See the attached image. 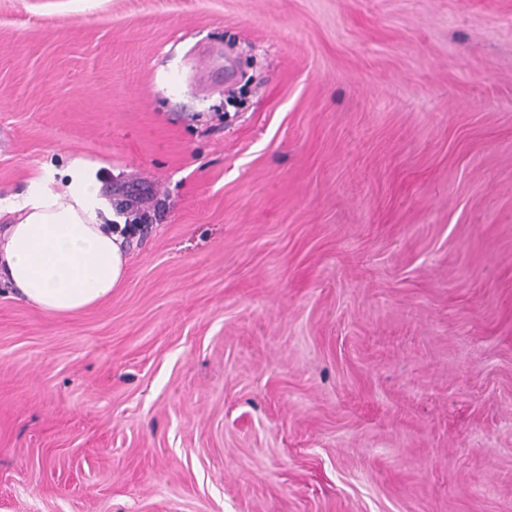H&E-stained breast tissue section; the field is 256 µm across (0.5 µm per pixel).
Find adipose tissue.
Here are the masks:
<instances>
[{
    "label": "adipose tissue",
    "mask_w": 512,
    "mask_h": 512,
    "mask_svg": "<svg viewBox=\"0 0 512 512\" xmlns=\"http://www.w3.org/2000/svg\"><path fill=\"white\" fill-rule=\"evenodd\" d=\"M54 189L36 176L26 194L0 199V281L54 315L94 307L124 279L123 238L91 165L72 160Z\"/></svg>",
    "instance_id": "ef3b65f1"
}]
</instances>
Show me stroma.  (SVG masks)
Here are the masks:
<instances>
[{
  "label": "stroma",
  "instance_id": "obj_1",
  "mask_svg": "<svg viewBox=\"0 0 512 512\" xmlns=\"http://www.w3.org/2000/svg\"><path fill=\"white\" fill-rule=\"evenodd\" d=\"M76 157L128 274L0 281V512H512V0H0V198Z\"/></svg>",
  "mask_w": 512,
  "mask_h": 512
}]
</instances>
